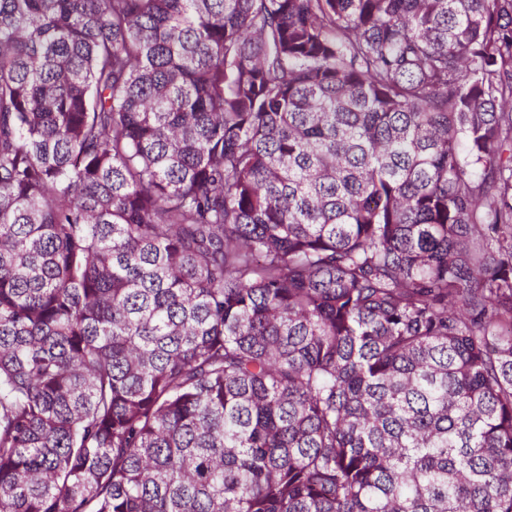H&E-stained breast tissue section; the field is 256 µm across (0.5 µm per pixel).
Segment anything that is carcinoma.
<instances>
[{
  "instance_id": "cac0c4a2",
  "label": "carcinoma",
  "mask_w": 512,
  "mask_h": 512,
  "mask_svg": "<svg viewBox=\"0 0 512 512\" xmlns=\"http://www.w3.org/2000/svg\"><path fill=\"white\" fill-rule=\"evenodd\" d=\"M0 512H512V0H0Z\"/></svg>"
}]
</instances>
